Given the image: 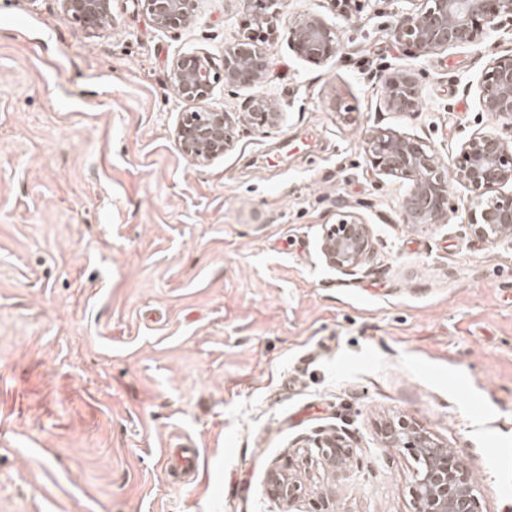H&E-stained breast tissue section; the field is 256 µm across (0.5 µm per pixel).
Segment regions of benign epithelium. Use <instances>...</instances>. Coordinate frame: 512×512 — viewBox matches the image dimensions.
<instances>
[{
  "label": "benign epithelium",
  "instance_id": "benign-epithelium-1",
  "mask_svg": "<svg viewBox=\"0 0 512 512\" xmlns=\"http://www.w3.org/2000/svg\"><path fill=\"white\" fill-rule=\"evenodd\" d=\"M160 28L187 24L194 0H136ZM241 23L243 39L224 47V81L236 86H259L269 70V56L258 44L262 33L277 28L285 0H244ZM84 26L104 27L112 16V0H63ZM512 19V0H424L423 6L397 18L392 37L411 58L427 57L441 49L467 46L504 19ZM297 55L320 62L337 56L339 29L321 18L306 16L288 28ZM171 77L185 100L202 99L210 93L216 75L198 56H179L172 62ZM385 98L398 112L416 113L421 106V84L416 73L398 72L385 80ZM480 110L495 119L512 120V55L495 59L479 86ZM247 116L257 129L275 128L283 113L263 95L254 96ZM234 118L230 112L210 110L184 112L175 128L183 154L197 165L220 158L234 145ZM363 151L369 166L399 178L406 187L402 209L407 224H438L447 217L453 188L467 189L478 206L468 214L470 232L493 246L512 234V194L499 189L512 184V139L492 132H477L460 147L458 154L443 159L423 141L389 130H376L365 138ZM373 249L369 225L349 213L323 228L320 251L326 264L343 276L367 271ZM386 448L412 451L417 468L413 493L419 512H479L480 488L472 474L451 451L415 422L400 416L380 428ZM323 449L327 463L346 455V444L336 433L313 439ZM271 493L286 502L297 497L298 485L282 472L270 475Z\"/></svg>",
  "mask_w": 512,
  "mask_h": 512
}]
</instances>
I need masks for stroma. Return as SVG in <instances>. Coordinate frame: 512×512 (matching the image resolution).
<instances>
[{"mask_svg": "<svg viewBox=\"0 0 512 512\" xmlns=\"http://www.w3.org/2000/svg\"><path fill=\"white\" fill-rule=\"evenodd\" d=\"M420 0H287L261 87L284 121L238 124L223 158L197 165L180 113L243 111L222 80L243 0H196L160 28L112 0L100 29L62 0H0V512H417L416 463L383 447L405 416L478 481L480 512H512V237L467 227L457 189L440 224L403 220L405 188L362 143L388 129L457 154L472 134L512 137L481 112L512 23L426 58L391 38ZM343 27L331 60L300 58L295 18ZM182 54L217 80L201 101L170 78ZM422 75V109H391L384 81ZM369 224L368 272L322 257V227ZM334 432L345 465L307 438ZM192 441L200 475L169 482L165 448ZM299 487L269 491L272 470Z\"/></svg>", "mask_w": 512, "mask_h": 512, "instance_id": "stroma-1", "label": "stroma"}]
</instances>
